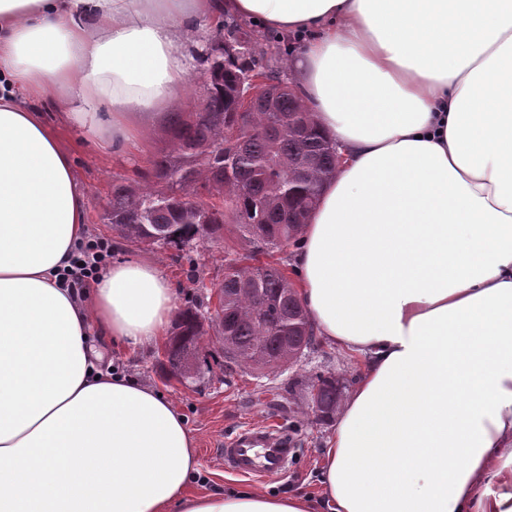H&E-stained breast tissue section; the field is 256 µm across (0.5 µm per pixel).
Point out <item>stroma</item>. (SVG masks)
I'll list each match as a JSON object with an SVG mask.
<instances>
[{
	"label": "stroma",
	"mask_w": 512,
	"mask_h": 512,
	"mask_svg": "<svg viewBox=\"0 0 512 512\" xmlns=\"http://www.w3.org/2000/svg\"><path fill=\"white\" fill-rule=\"evenodd\" d=\"M251 32L255 57L262 63L286 66L301 45L298 37L278 35L256 25ZM60 133L64 144L75 153L76 173L87 189L89 234L108 239L113 258L138 256L159 265L177 292L178 307L205 296H216L224 277V246L236 241L233 230H226L224 240L199 245L187 255L167 247L132 246L113 232L106 219L113 180L134 179L136 168L146 166L168 148V126L152 131L138 150L123 154L95 148L68 122H61ZM165 350L162 343L133 353L113 346L109 357L118 372L155 388L185 416L197 442L202 471L200 479L192 483L191 493L248 487L268 494L297 493L320 498L322 451L334 432L336 420L320 418L307 406L300 383L328 372L346 387H353L364 369L363 358L318 337L296 365L277 374L261 375L241 367L225 369L219 344L213 339L198 377L185 381L168 373ZM271 418L280 419L297 439L299 452L288 472L261 483L226 473L224 461L216 453L219 440L246 424Z\"/></svg>",
	"instance_id": "obj_1"
}]
</instances>
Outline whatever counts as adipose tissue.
<instances>
[{"instance_id": "adipose-tissue-1", "label": "adipose tissue", "mask_w": 512, "mask_h": 512, "mask_svg": "<svg viewBox=\"0 0 512 512\" xmlns=\"http://www.w3.org/2000/svg\"><path fill=\"white\" fill-rule=\"evenodd\" d=\"M301 38L288 65L342 161L300 231L297 292L365 369L322 495L189 493L180 410L106 350L177 294L120 258L64 287L87 191L48 107L135 148L184 103L201 20ZM512 512V0H0V512Z\"/></svg>"}]
</instances>
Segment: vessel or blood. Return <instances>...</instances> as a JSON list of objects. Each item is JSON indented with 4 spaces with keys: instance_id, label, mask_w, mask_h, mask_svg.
I'll return each instance as SVG.
<instances>
[{
    "instance_id": "vessel-or-blood-1",
    "label": "vessel or blood",
    "mask_w": 512,
    "mask_h": 512,
    "mask_svg": "<svg viewBox=\"0 0 512 512\" xmlns=\"http://www.w3.org/2000/svg\"><path fill=\"white\" fill-rule=\"evenodd\" d=\"M297 452L293 435L269 422L238 430L220 442L226 470L259 480L284 475Z\"/></svg>"
}]
</instances>
